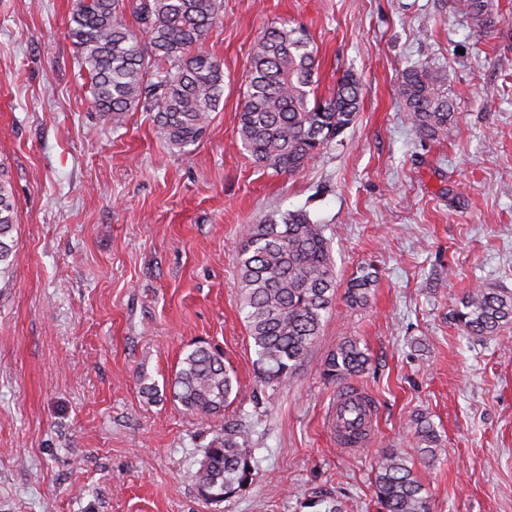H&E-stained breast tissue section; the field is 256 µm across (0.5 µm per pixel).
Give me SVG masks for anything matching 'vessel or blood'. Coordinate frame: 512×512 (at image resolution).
Returning a JSON list of instances; mask_svg holds the SVG:
<instances>
[{"label": "vessel or blood", "mask_w": 512, "mask_h": 512, "mask_svg": "<svg viewBox=\"0 0 512 512\" xmlns=\"http://www.w3.org/2000/svg\"><path fill=\"white\" fill-rule=\"evenodd\" d=\"M378 413L375 406L347 393L337 396L327 414V424L341 434L342 448L355 451L365 447L374 435Z\"/></svg>", "instance_id": "vessel-or-blood-1"}]
</instances>
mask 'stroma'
Listing matches in <instances>:
<instances>
[{
  "label": "stroma",
  "mask_w": 512,
  "mask_h": 512,
  "mask_svg": "<svg viewBox=\"0 0 512 512\" xmlns=\"http://www.w3.org/2000/svg\"><path fill=\"white\" fill-rule=\"evenodd\" d=\"M456 3L224 0L205 43L224 96L180 149L147 113L115 128L96 112L65 35L74 0H0V159L17 207L0 279V512H308L315 495L378 512L376 461L411 450L419 414L442 448L412 463L431 512H512V324L468 337L448 317L476 286L512 290V0H494L503 22L487 37ZM285 23L318 48L319 95L347 72L363 85L342 144L292 176L234 136L249 49ZM411 66L445 79L442 138L419 136L397 94ZM297 210L323 225L338 286L369 264L379 280L367 307L336 302L280 388L257 375L234 281L247 226ZM347 337L370 357L348 385L379 420L354 454L326 430L339 386L320 369ZM198 344L240 387L215 422L172 395ZM220 427L242 433L255 471L212 503L193 475Z\"/></svg>",
  "instance_id": "35a3bbf8"
}]
</instances>
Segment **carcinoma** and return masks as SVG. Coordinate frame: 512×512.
I'll return each mask as SVG.
<instances>
[{
	"instance_id": "obj_1",
	"label": "carcinoma",
	"mask_w": 512,
	"mask_h": 512,
	"mask_svg": "<svg viewBox=\"0 0 512 512\" xmlns=\"http://www.w3.org/2000/svg\"><path fill=\"white\" fill-rule=\"evenodd\" d=\"M127 10L139 30L124 22ZM458 11L479 33H492L500 23L492 0H458ZM221 21V0H75L66 36L77 48L103 116L117 126L128 112H149L168 143L181 149L200 139L224 94L223 63L203 48ZM319 66L317 48L301 25L271 27L254 41L234 130L254 163L294 174L353 123L362 102L359 80L343 75L323 101L315 97ZM398 96L421 137L448 131L454 106L438 72L405 71ZM15 230L12 183L0 161V277L13 266ZM376 282V269L362 267L346 285L345 305H367ZM234 287L254 341L258 374L267 384L288 385L311 354L336 302V271L323 225L301 212L249 225ZM451 318L468 336H494L512 324V291L477 286ZM368 363L360 342L346 338L326 357L322 374L342 383L364 372ZM234 382L223 353L197 345L175 373L174 397L191 413L217 417ZM415 439L420 459H438L436 431L423 415L415 419ZM251 460L236 435L213 439L194 474L201 497L214 502L231 497L253 479ZM374 485L380 512H431L430 498L408 457L395 449L378 459ZM308 507L312 512H344L338 499L323 495L312 497Z\"/></svg>"
}]
</instances>
